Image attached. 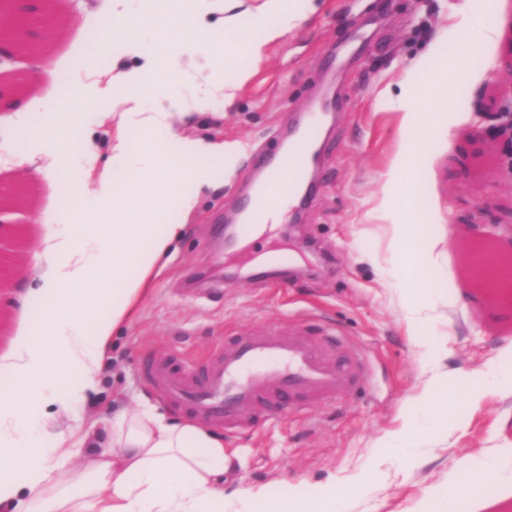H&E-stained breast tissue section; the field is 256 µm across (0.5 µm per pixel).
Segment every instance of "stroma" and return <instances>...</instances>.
Wrapping results in <instances>:
<instances>
[{
  "label": "stroma",
  "mask_w": 512,
  "mask_h": 512,
  "mask_svg": "<svg viewBox=\"0 0 512 512\" xmlns=\"http://www.w3.org/2000/svg\"><path fill=\"white\" fill-rule=\"evenodd\" d=\"M452 2L317 0L316 12L268 45L255 64L226 37L225 55L251 67V79L231 104L191 113L182 123L188 135L238 145L237 160L223 182L201 191L136 317L114 336L85 412L108 415L146 402L183 417L145 382L148 360L178 357L197 371L243 328L326 327L342 339L356 388L337 402L285 409L242 435L214 425L231 459L225 498L257 490L281 496L301 483L311 493L335 488L342 512H446L453 488L466 493L467 512H512V385L495 387L476 406L459 401L447 433L422 413L409 447L387 455L380 446L412 409L430 371L447 374L461 391L512 360V287L488 290L477 272L479 246L464 243L465 225L480 208L512 204V183L496 181L478 162L476 126L460 130L449 147L432 134L425 143L434 157L431 171L387 182L402 119L387 102L437 35L463 42L462 33L450 30ZM342 53L343 104L324 126L319 187L302 226L294 230L283 220L225 248L214 227L239 211L252 184L249 156L271 130L315 102L324 68ZM65 194L63 182L34 176L0 152V351L41 308L36 299L24 311L11 301L15 289L33 279L25 263L40 247L41 230L32 212L63 205ZM386 196L413 201L412 223L427 225L444 255L436 275L441 287L422 303L439 307L451 295L460 300L444 319L415 330L402 303L403 255L381 210ZM466 455L490 470L491 492L468 495L474 474L460 467ZM365 471L371 483L360 491L351 479Z\"/></svg>",
  "instance_id": "1"
}]
</instances>
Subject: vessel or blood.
<instances>
[{"label":"vessel or blood","instance_id":"1","mask_svg":"<svg viewBox=\"0 0 512 512\" xmlns=\"http://www.w3.org/2000/svg\"><path fill=\"white\" fill-rule=\"evenodd\" d=\"M321 112L338 108L335 77H328ZM321 112H310L277 129V151L259 157V183L244 199L242 233L305 202L313 187L311 149L321 139ZM147 382L191 415L223 424L225 430L249 428L261 412L276 413L285 399L343 397L352 384L348 369L336 360L333 341L301 327L247 330L226 343L202 373L183 360L146 364Z\"/></svg>","mask_w":512,"mask_h":512}]
</instances>
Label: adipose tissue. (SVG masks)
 Listing matches in <instances>:
<instances>
[{"mask_svg": "<svg viewBox=\"0 0 512 512\" xmlns=\"http://www.w3.org/2000/svg\"><path fill=\"white\" fill-rule=\"evenodd\" d=\"M316 8L315 0H263L257 39L235 18H224L223 25L236 29L239 48L257 62L267 44L283 39ZM103 10L110 26L97 29L90 51L78 59L85 81L63 87L61 62L46 57L32 77L33 96L0 94V151L14 155L20 166L43 159V175L71 180L69 207L33 214L44 235L42 251L32 258L38 279L32 293L49 314L47 326L13 337L0 355V371L10 379L0 389V512H254L259 502L265 512H336L329 493L308 499L294 491L267 500L255 492L226 501L224 440L193 420L168 419L147 404L98 418L89 427L79 417L80 406L98 389L114 332L133 319L210 181L203 163L227 167L237 155L236 147L185 137L183 115L231 102L250 77L240 69L234 82L214 79L206 95L187 91L184 57L224 64L221 41L207 36L220 0H104ZM452 16L455 30L466 35L464 47L450 54L436 40L394 101L403 114V145L391 160V176L414 165L431 166L422 148L430 123H437L447 141L469 124V113L453 105L449 77L473 89L500 65L504 0H457ZM473 48L481 64H470ZM102 56L109 65H99ZM126 56L139 57V65L118 69ZM422 94L434 109L428 119L412 109ZM95 109L105 119L128 117L146 142L132 148L125 132L117 131L112 159L100 166L94 145H87L89 162L75 177L68 134ZM33 111L41 122L18 142L19 124ZM163 181L169 190L161 205L154 188ZM382 208L394 243L405 240L412 247L403 269L409 282L404 303L409 323L417 327L433 315L417 303L414 270L440 269L437 242L403 223L404 209L387 201ZM96 268L104 277L93 290L88 283ZM54 362L61 373L51 371ZM85 448L93 452L89 466H71V456Z\"/></svg>", "mask_w": 512, "mask_h": 512, "instance_id": "1", "label": "adipose tissue"}]
</instances>
